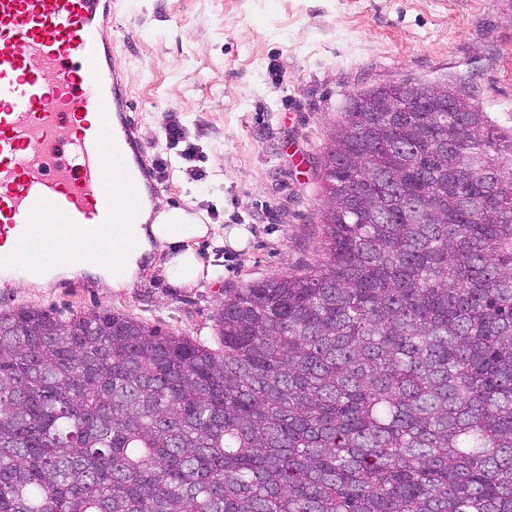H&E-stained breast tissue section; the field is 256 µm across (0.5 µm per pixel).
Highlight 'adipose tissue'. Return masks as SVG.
<instances>
[{"mask_svg":"<svg viewBox=\"0 0 512 512\" xmlns=\"http://www.w3.org/2000/svg\"><path fill=\"white\" fill-rule=\"evenodd\" d=\"M124 232L137 241L138 247L130 252L123 265L107 273L105 284L110 288L134 286L143 270L142 259L155 242L171 246L174 250L164 266L168 281L177 286H193L200 279L211 278L214 274L213 269L204 266L198 258L194 249L197 240L212 236L238 247L246 236L242 228L227 230L223 225L177 213L176 209L164 205L157 208L146 206L139 222L126 225Z\"/></svg>","mask_w":512,"mask_h":512,"instance_id":"adipose-tissue-1","label":"adipose tissue"}]
</instances>
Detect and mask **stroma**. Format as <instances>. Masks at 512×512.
Wrapping results in <instances>:
<instances>
[{
	"instance_id": "35a3bbf8",
	"label": "stroma",
	"mask_w": 512,
	"mask_h": 512,
	"mask_svg": "<svg viewBox=\"0 0 512 512\" xmlns=\"http://www.w3.org/2000/svg\"><path fill=\"white\" fill-rule=\"evenodd\" d=\"M112 33L128 70L148 158L167 165L158 200L242 226L244 248L200 241L216 276L169 284L152 249L134 287L92 270L0 287V310L67 317L109 309L207 343L224 292L304 269L320 247V163L347 98L379 84L466 82L512 128V0H121ZM177 113L187 161L161 136Z\"/></svg>"
}]
</instances>
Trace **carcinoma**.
I'll return each instance as SVG.
<instances>
[{
  "label": "carcinoma",
  "mask_w": 512,
  "mask_h": 512,
  "mask_svg": "<svg viewBox=\"0 0 512 512\" xmlns=\"http://www.w3.org/2000/svg\"><path fill=\"white\" fill-rule=\"evenodd\" d=\"M362 112L321 249L224 294L216 346L0 312V512H512V130Z\"/></svg>",
  "instance_id": "carcinoma-1"
}]
</instances>
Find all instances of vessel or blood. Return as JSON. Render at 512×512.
I'll return each mask as SVG.
<instances>
[{
    "label": "vessel or blood",
    "instance_id": "obj_1",
    "mask_svg": "<svg viewBox=\"0 0 512 512\" xmlns=\"http://www.w3.org/2000/svg\"><path fill=\"white\" fill-rule=\"evenodd\" d=\"M118 0H0V271L36 245L39 276L61 224L74 252L112 268L113 231L135 222L163 178L139 143L125 71L109 38ZM67 144L71 160L49 162ZM124 206L112 207L113 196Z\"/></svg>",
    "mask_w": 512,
    "mask_h": 512
}]
</instances>
